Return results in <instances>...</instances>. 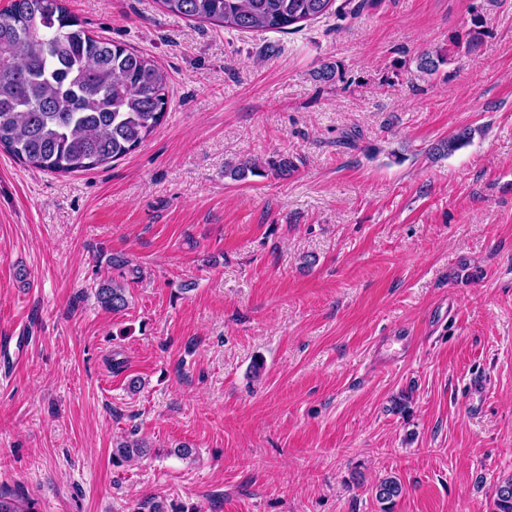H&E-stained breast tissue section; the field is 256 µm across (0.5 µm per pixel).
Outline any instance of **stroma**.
<instances>
[{
	"mask_svg": "<svg viewBox=\"0 0 512 512\" xmlns=\"http://www.w3.org/2000/svg\"><path fill=\"white\" fill-rule=\"evenodd\" d=\"M376 0L240 32L65 0L169 74L161 126L73 174L0 150V489L38 512H492L512 477V0ZM343 78L313 80L321 63ZM463 127L470 145L430 149ZM287 178L234 181L242 156ZM140 266L100 307L112 255ZM477 413L459 396L473 376ZM141 378L130 391V378ZM192 458L119 465L128 434ZM483 5L479 10H475L470 18V25L465 31L464 38L459 35L450 38L449 42L452 48L443 49H425L416 57L417 71L426 75L435 74L442 65L449 64L455 53L464 51L465 53H475L483 45L485 30V17L483 10L496 7L498 0H483ZM295 169L296 164L288 155L277 154L261 160L252 157H243L230 168L225 166L224 175H230L235 181L245 180L249 175L286 178ZM95 295L101 306L112 312L123 311L128 306L127 288L124 283L116 282L115 279L104 280ZM404 487L400 480L394 476H388L378 481L374 488L376 500L383 504V512H391L396 499L403 495Z\"/></svg>",
	"mask_w": 512,
	"mask_h": 512,
	"instance_id": "stroma-1",
	"label": "stroma"
}]
</instances>
